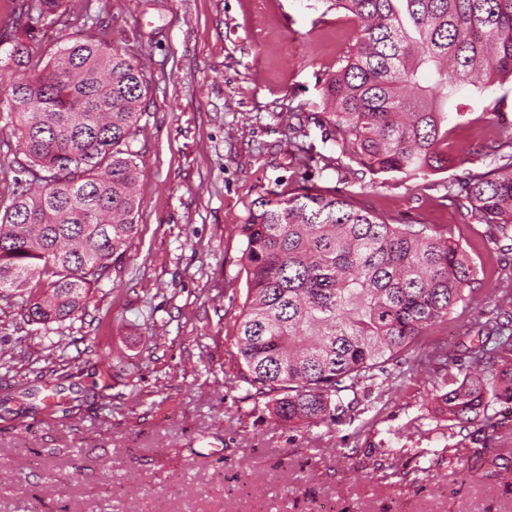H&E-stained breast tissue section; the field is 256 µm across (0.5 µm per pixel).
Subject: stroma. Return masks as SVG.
<instances>
[{
  "mask_svg": "<svg viewBox=\"0 0 512 512\" xmlns=\"http://www.w3.org/2000/svg\"><path fill=\"white\" fill-rule=\"evenodd\" d=\"M101 37L148 78L139 234L74 318L46 330L0 300V512H512V409L497 431L450 435L421 373L354 419L292 429L238 382L241 224L257 198L339 190L378 216L450 228L483 286L434 329L456 376L468 328L495 305L512 250L468 221L448 183L487 170L512 129V83L458 100L447 169L372 173L334 143L322 85L358 25L326 0H65L31 43L49 57ZM306 117L308 163L288 115Z\"/></svg>",
  "mask_w": 512,
  "mask_h": 512,
  "instance_id": "obj_1",
  "label": "stroma"
}]
</instances>
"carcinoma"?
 <instances>
[{"label":"carcinoma","instance_id":"cac0c4a2","mask_svg":"<svg viewBox=\"0 0 512 512\" xmlns=\"http://www.w3.org/2000/svg\"><path fill=\"white\" fill-rule=\"evenodd\" d=\"M359 36L322 87L336 146L372 172L427 175L448 163L441 103L465 86L512 82V0H329ZM0 20V118L24 161L0 199V291L48 328L83 310L88 291L125 261L138 235L134 186L147 77L101 39H75L46 63L31 38L63 0H12ZM494 166L448 184L466 217L512 241V135L489 146ZM242 225L247 293L235 321L246 398L284 425L354 417L383 395L389 365L454 319L480 288L473 258L448 228L391 224L344 195L307 188L255 202ZM475 324L463 379L443 378L435 410L460 429L491 427L512 403V278ZM436 347L411 369L442 371Z\"/></svg>","mask_w":512,"mask_h":512}]
</instances>
